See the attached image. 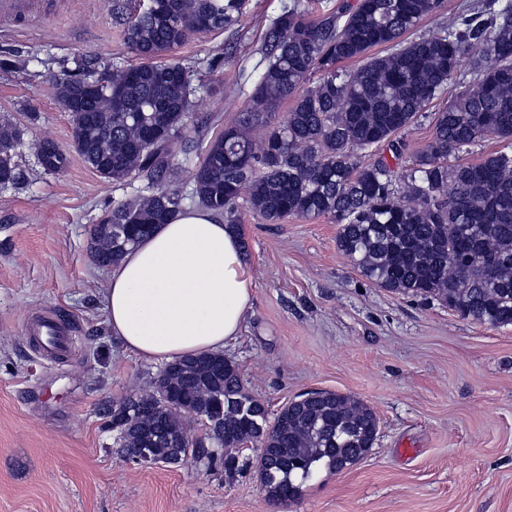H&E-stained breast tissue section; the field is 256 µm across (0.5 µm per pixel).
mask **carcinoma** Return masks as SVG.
I'll return each instance as SVG.
<instances>
[{"mask_svg": "<svg viewBox=\"0 0 512 512\" xmlns=\"http://www.w3.org/2000/svg\"><path fill=\"white\" fill-rule=\"evenodd\" d=\"M439 7L440 0H356L318 19L296 6L283 12L265 32L268 64L252 101L263 111L291 101L287 119L258 138L246 113L207 144L191 141L203 157L189 170L172 160L171 145L188 129L197 88L173 53L240 22L245 0L138 5L124 41L139 64L95 62L80 77L64 73L52 82L83 160L107 181L148 180L93 228V260L117 263L127 246L182 210L178 184L188 171L192 196L217 214L231 215L242 202L269 222L328 217L338 227V250L373 283L442 302L480 325L512 324V152L447 161L488 136L512 144V0L413 36ZM376 47L386 54L372 53ZM467 55L474 78L436 114L431 142L407 185L398 186L389 161L371 158L373 148L386 142L400 157L405 145L392 135L437 98ZM93 79L99 88L82 113L78 86ZM21 136L10 120L0 121V180H17ZM33 149L44 171L66 168L68 157L52 140ZM222 357L163 368L150 393L113 404L121 447L143 448L155 461L176 448L190 463L209 460L214 453L192 438L184 415L200 421L218 409L224 469L235 467L240 446L257 444L262 484L280 502L297 499L316 471L340 473L373 448L378 417L360 398L318 390L271 419L245 390L236 364Z\"/></svg>", "mask_w": 512, "mask_h": 512, "instance_id": "obj_1", "label": "carcinoma"}]
</instances>
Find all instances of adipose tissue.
Listing matches in <instances>:
<instances>
[{"instance_id": "1", "label": "adipose tissue", "mask_w": 512, "mask_h": 512, "mask_svg": "<svg viewBox=\"0 0 512 512\" xmlns=\"http://www.w3.org/2000/svg\"><path fill=\"white\" fill-rule=\"evenodd\" d=\"M253 288L239 234L195 206L127 249L108 275L103 303L110 331L126 350L170 361L235 341Z\"/></svg>"}]
</instances>
